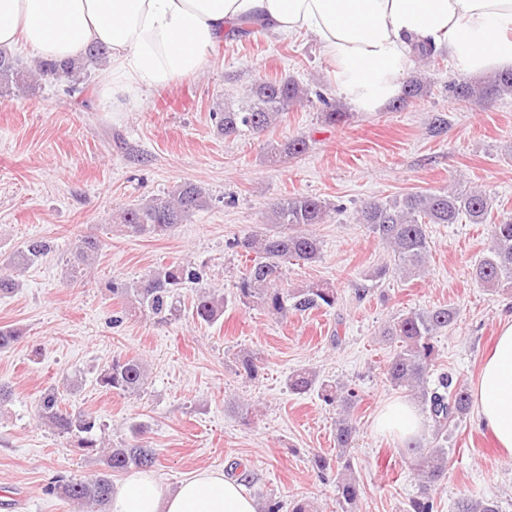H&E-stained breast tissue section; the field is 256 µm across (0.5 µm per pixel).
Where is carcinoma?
I'll return each instance as SVG.
<instances>
[{
    "mask_svg": "<svg viewBox=\"0 0 512 512\" xmlns=\"http://www.w3.org/2000/svg\"><path fill=\"white\" fill-rule=\"evenodd\" d=\"M78 64L38 60L35 72L57 77H73ZM32 72L22 68L10 53L0 51V89L29 87ZM454 93L464 101L487 100L512 95V70L499 71L475 82L455 85ZM308 99V92L294 79L262 81L252 87L245 100L236 108L225 107L220 130L226 136L264 135L270 132L278 119L296 103ZM307 148L303 137H296L273 148L272 159L296 156ZM207 200L201 188L184 182L177 185L168 197L137 204L121 213L126 233L134 237H156L168 234L184 223L194 212L203 209ZM329 203L313 196L284 197L272 207L273 228L266 232L253 230L229 243L255 254L253 264L239 278L235 298L247 308L257 307L275 317H286L290 312L306 313L336 307V290L321 283L303 288H280L278 282L283 267L290 262L313 263L320 258L321 245L310 230L325 223ZM492 203L481 191L451 189L442 191L409 192L392 201H369L357 210L356 221L388 246L400 272L411 275L424 271L429 253L428 225L455 224L466 216L472 224H483L491 213ZM54 245L44 239L29 240L19 247L12 265L25 268L41 260ZM99 249V241L92 235H79L72 243L74 264L71 273L89 265ZM473 278L485 288H512V217L494 225L487 254L473 268ZM201 273L185 264L172 263L153 271L136 283L112 281V296L122 301L129 312L138 313L160 324L177 321L184 315L177 296L188 282L198 283ZM191 317L199 323L212 324L224 315V297L215 290L199 287L191 302ZM458 311L450 306L411 310L390 322L382 337L396 344V352L388 362L385 373L395 387L405 388L419 395L421 410L428 414L434 438H440L454 421L468 414L471 395L462 385L441 383L442 390L430 389L427 377L436 356L435 339L438 334L456 324ZM24 333L13 326H0V351L10 350L23 342ZM239 374L255 380L260 365L250 353L238 356ZM147 370L142 360L114 356L100 371L98 384L118 395H131L147 384ZM318 389L325 404L336 408V458L318 456L316 469L322 473L336 469L337 499L342 512H355L360 498V485L354 475L352 449L358 427L352 411L360 395L358 391L334 382L318 380L315 372L299 369L288 375V390L302 395ZM42 422L62 435L78 437L80 449L89 456H97L103 465L84 479L60 475L53 490L65 500L87 503L95 512H107L112 500V473L132 468L149 470L156 463L155 453L143 444L131 443L120 448H107L97 439L96 419L90 413L69 412L62 408L55 393L43 396L38 405ZM420 484V494L408 501L403 512H434L435 492L448 474V449L435 444L426 446L419 440L407 442L402 451ZM499 502L492 498H463L457 503V512H500Z\"/></svg>",
    "mask_w": 512,
    "mask_h": 512,
    "instance_id": "cac0c4a2",
    "label": "carcinoma"
}]
</instances>
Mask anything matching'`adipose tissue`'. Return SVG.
Instances as JSON below:
<instances>
[{"mask_svg":"<svg viewBox=\"0 0 512 512\" xmlns=\"http://www.w3.org/2000/svg\"><path fill=\"white\" fill-rule=\"evenodd\" d=\"M257 18L274 33L315 38L333 79L357 108L393 98L427 42L465 74L512 69V0H0V49L25 43L38 58L76 61L95 43L110 60L98 93L113 111L140 103L202 69L231 22ZM473 406L499 448L512 454V321L483 363ZM379 431L404 440L424 422L407 400L387 402ZM109 512H257L238 481L201 469L168 487L137 471L115 488Z\"/></svg>","mask_w":512,"mask_h":512,"instance_id":"adipose-tissue-1","label":"adipose tissue"}]
</instances>
